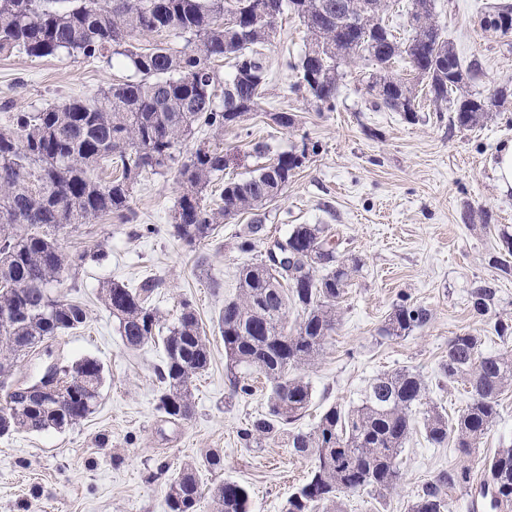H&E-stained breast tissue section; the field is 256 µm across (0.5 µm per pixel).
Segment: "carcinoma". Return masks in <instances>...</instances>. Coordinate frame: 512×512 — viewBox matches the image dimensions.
<instances>
[{
  "mask_svg": "<svg viewBox=\"0 0 512 512\" xmlns=\"http://www.w3.org/2000/svg\"><path fill=\"white\" fill-rule=\"evenodd\" d=\"M268 0H0V54L22 52L41 58L65 53L94 58L107 53L122 59L135 79L98 93L70 99L35 112H19L0 130V377L10 375L18 360L40 344L85 326L88 310L63 300L52 288L64 276L101 256L100 248L75 255L65 252L59 234L79 224L115 218L135 221L130 201L134 185L145 174L177 165L182 188L171 219L176 236L194 247L215 226L240 214L253 215L252 237L241 242L249 252L264 231L266 205L284 194L305 154L281 152L254 174L229 179L219 200L209 203L208 186L224 173V144L204 142L182 162L177 147L195 130L220 135L224 127L257 110L267 80L260 46L269 42L278 21L263 19ZM277 16L289 11L302 19L321 42L289 67L311 73L315 84L305 91L322 107H335L343 78L336 52L344 59L366 57L376 71L367 85L374 106L417 117L414 86L392 72L399 57L427 80L428 93L449 123L468 129L512 98L504 83L487 94L464 92L477 63L463 65L434 20V0H413V33L397 40L385 22L388 0H278ZM234 17L237 25L225 19ZM185 40L181 49L163 42L139 46L140 35ZM232 61L234 73L220 90L212 64ZM115 166L118 175L104 181L97 171ZM504 256L499 270H512V233L502 229ZM296 252L289 276L247 263L239 269L238 295L224 303L217 326L224 340L227 368L242 366L271 381L268 412L248 424L245 439L286 440L291 452L313 464L306 482L288 497L283 512H343L342 497L361 490L383 496L395 488L401 473L398 457L415 429L413 410L426 399L427 383L403 369L378 375L366 387L360 404L329 406L310 431L290 430L311 400V389L298 372L315 362L339 321V306L359 270L356 259L341 260L321 224H295L287 236ZM151 280L138 288L112 281L100 300L118 323L124 344L137 349L161 337L165 360L158 368V410L168 419L186 418L193 408L192 379L208 369L209 340L189 300L181 302L176 322L165 328L150 303ZM476 314L494 320L503 347L482 351V339L469 332L448 341L440 375L448 385L463 384L469 400L454 420L432 407L424 413L425 438L439 447L454 442L469 459L499 417V397L512 387V322L498 312V289L491 281L475 282L469 292ZM302 317L287 327L288 311ZM430 320L428 309L402 302L390 314L385 332L400 337ZM104 367L85 357L58 367L57 384L69 393L50 410L35 393L1 385L0 434L11 430L43 431L80 424L95 412ZM222 458L207 452L183 467L167 491L169 512H194L200 498L198 472L217 470ZM478 491L490 512H512V445L498 449L483 463V478L474 485L468 464L440 471L417 491L410 512H452V495ZM215 512H250V492L225 480L210 491Z\"/></svg>",
  "mask_w": 512,
  "mask_h": 512,
  "instance_id": "cac0c4a2",
  "label": "carcinoma"
}]
</instances>
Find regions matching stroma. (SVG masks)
Returning a JSON list of instances; mask_svg holds the SVG:
<instances>
[{"mask_svg": "<svg viewBox=\"0 0 512 512\" xmlns=\"http://www.w3.org/2000/svg\"><path fill=\"white\" fill-rule=\"evenodd\" d=\"M492 0H435L434 16L463 64L478 63L468 85L481 92L512 82V35L485 29ZM309 43L303 23L285 15L264 48L268 69L257 112L224 129V149L232 153L226 176L244 178L261 165L252 146L266 142L272 153L307 149L308 154L279 201L266 209L264 234L254 250L241 251L250 215L217 226L199 246L188 247L173 233L171 215L181 188L174 170L146 175L135 185L133 223L82 224L62 234L66 252L102 246L101 262H89L65 276L55 292L82 303V329L46 340L21 359L11 383L31 380L46 364L92 357L104 367L96 411L79 425L0 437V512H168L171 479L210 449L224 465L201 471L196 512H212L210 489L234 480L250 491L251 512H282L304 482L311 462L293 455L283 441L244 440L241 431L267 411L270 384L254 374L251 394L232 390L224 341L215 320L225 301L238 293L237 273L263 259L270 241L287 236L296 224L329 227L337 254L360 262L341 305V321L323 353L302 375L312 399L299 429L312 430L331 405L349 408L377 375L410 368L424 376L427 402L449 419L465 408L464 388L440 383L438 364L448 341L469 332L482 349L502 343L493 320L473 313L474 281L495 280L499 311L512 318V273L499 271L498 231L512 228V190L500 191L493 175L499 148L512 142V102L480 125L460 129L439 115L426 95H418L419 119L374 109L365 87L374 68L358 59L343 65L344 78L332 110H325L297 81L288 62ZM120 60L23 53L0 55V127L13 113L31 112L89 96L131 78ZM298 117L283 129L271 113ZM153 280L152 303L167 323L190 300L210 342L205 373L193 379V412L167 421L157 409V368L161 343L127 349L111 314L99 301L102 285L121 281L138 287ZM427 308L430 321L403 337H386L388 315L401 301ZM512 445V389L502 394L500 414L472 456L474 463ZM453 445L430 444L414 430L399 457L401 479L384 499L360 491L344 499L345 512H408L421 485L458 463Z\"/></svg>", "mask_w": 512, "mask_h": 512, "instance_id": "1", "label": "stroma"}]
</instances>
